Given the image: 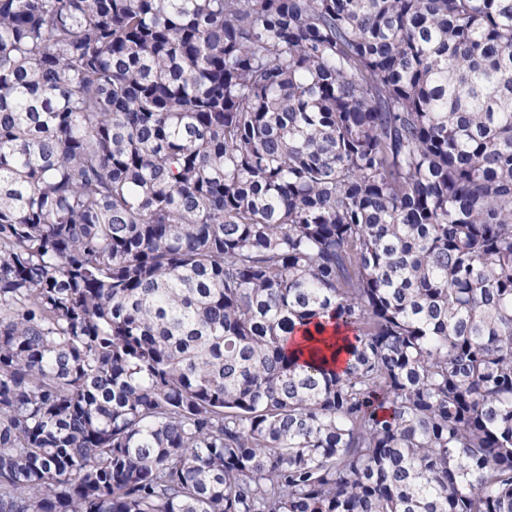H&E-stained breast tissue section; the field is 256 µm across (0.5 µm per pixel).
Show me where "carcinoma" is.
Here are the masks:
<instances>
[{"instance_id": "cac0c4a2", "label": "carcinoma", "mask_w": 512, "mask_h": 512, "mask_svg": "<svg viewBox=\"0 0 512 512\" xmlns=\"http://www.w3.org/2000/svg\"><path fill=\"white\" fill-rule=\"evenodd\" d=\"M0 512H512V0H0Z\"/></svg>"}]
</instances>
